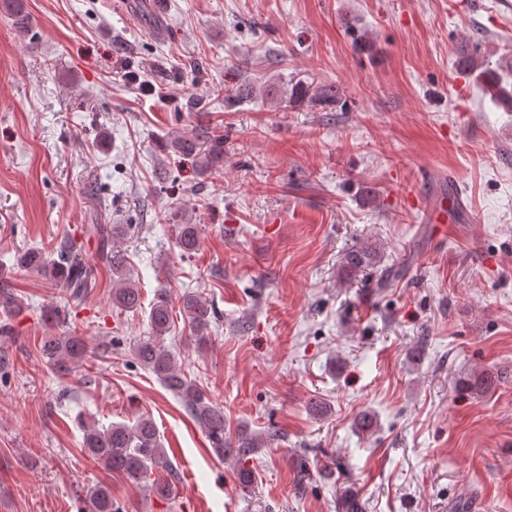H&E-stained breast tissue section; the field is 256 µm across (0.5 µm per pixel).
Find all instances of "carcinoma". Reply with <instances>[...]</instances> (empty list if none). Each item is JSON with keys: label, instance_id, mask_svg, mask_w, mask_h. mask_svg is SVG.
<instances>
[{"label": "carcinoma", "instance_id": "cac0c4a2", "mask_svg": "<svg viewBox=\"0 0 512 512\" xmlns=\"http://www.w3.org/2000/svg\"><path fill=\"white\" fill-rule=\"evenodd\" d=\"M464 69L473 75L478 90L493 103L512 111V54L502 56L491 66L471 55L466 57ZM174 150L199 161L201 167L213 169L224 165V135L200 125L189 137L181 136L173 141ZM131 228L129 224H96L94 230L100 242L101 261L112 270V302L121 309L136 312L141 309L142 293L127 271L124 253L116 243ZM201 226L179 224L175 245L184 254L199 249ZM374 248L363 246L345 254L342 261L346 276L364 275L375 264ZM16 264L43 272L49 281L65 291L68 299L77 301L92 280L93 268L80 257L68 240H62L51 253L41 249H27L16 257ZM185 318L195 333L197 348L207 342L208 332L219 320L214 304L191 292L181 296ZM171 299L165 290L157 293L148 313L149 332L134 346L133 356L139 365L151 372L157 380L176 397L181 399L188 415L206 434L211 448L224 460L234 461V475L238 484L247 488L254 481L252 468L247 462L259 449L276 437L272 432L263 436L240 423L232 426L224 416V406L188 379L178 368L176 359L165 345V337L171 332ZM40 353L54 366L57 373L67 374L73 362L92 354L81 336L47 334L42 337ZM499 385V377L491 371L478 372L461 382V387L476 395L493 392ZM378 420L370 411H363L356 421L358 434L371 437ZM79 426L83 431L82 448L95 461L114 473L123 475L134 485L148 484L152 493L167 499L173 493V485L167 480L152 477L158 468L170 467L165 448L154 420L148 415L137 417L132 423L113 422L103 428L91 419L82 418ZM81 512H122L111 491L96 484L86 489Z\"/></svg>", "mask_w": 512, "mask_h": 512}]
</instances>
